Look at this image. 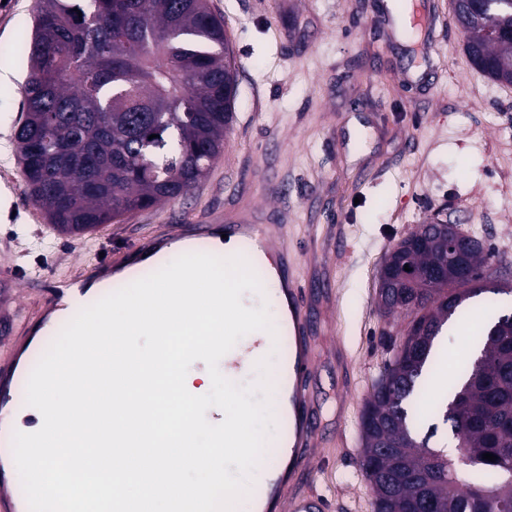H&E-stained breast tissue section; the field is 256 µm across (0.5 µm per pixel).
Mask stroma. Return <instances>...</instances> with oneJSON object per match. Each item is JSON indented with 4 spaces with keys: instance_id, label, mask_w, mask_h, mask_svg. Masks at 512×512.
Wrapping results in <instances>:
<instances>
[{
    "instance_id": "obj_1",
    "label": "stroma",
    "mask_w": 512,
    "mask_h": 512,
    "mask_svg": "<svg viewBox=\"0 0 512 512\" xmlns=\"http://www.w3.org/2000/svg\"><path fill=\"white\" fill-rule=\"evenodd\" d=\"M33 3L0 0V71L12 74L0 82V261L64 280L250 192L298 254L314 315L312 488L326 512H373L359 415L406 325L381 315L377 273L388 248L438 214L512 268V85L471 66L451 20L423 58L373 25L377 0H209L238 75L223 155L186 197L73 239L28 200L17 159L27 63L12 49Z\"/></svg>"
}]
</instances>
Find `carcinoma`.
Instances as JSON below:
<instances>
[{"mask_svg": "<svg viewBox=\"0 0 512 512\" xmlns=\"http://www.w3.org/2000/svg\"><path fill=\"white\" fill-rule=\"evenodd\" d=\"M464 50L487 78L512 84V0H457ZM224 23L208 0H36L24 113L15 137L31 201L76 236L188 194L224 152L237 87ZM428 224L388 249L381 272L407 279L379 310L408 322L361 412L360 468L373 512H512V312L485 285V247ZM483 318L459 385L431 395L434 342L448 321ZM446 425L457 455L431 445ZM497 456L494 461L483 454Z\"/></svg>", "mask_w": 512, "mask_h": 512, "instance_id": "obj_1", "label": "carcinoma"}]
</instances>
